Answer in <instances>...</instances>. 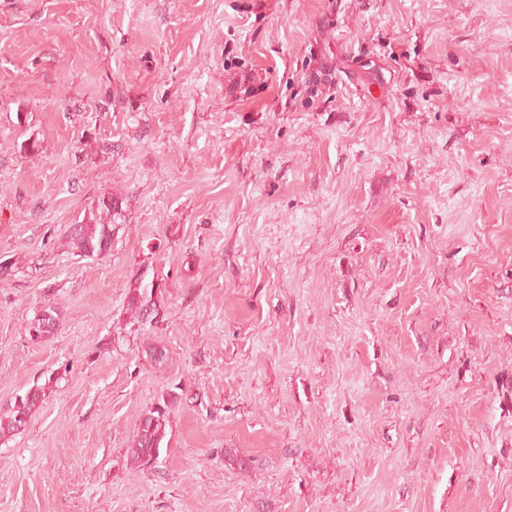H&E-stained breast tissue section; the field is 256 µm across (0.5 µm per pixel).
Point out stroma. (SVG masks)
Instances as JSON below:
<instances>
[{
    "instance_id": "obj_1",
    "label": "stroma",
    "mask_w": 512,
    "mask_h": 512,
    "mask_svg": "<svg viewBox=\"0 0 512 512\" xmlns=\"http://www.w3.org/2000/svg\"><path fill=\"white\" fill-rule=\"evenodd\" d=\"M4 261L0 512H512V0H0ZM121 214L119 197L112 193L99 197L80 224H74L70 237L74 253L83 258L104 256L112 247ZM136 285V288H130L127 298V309L133 325L147 321L151 313L157 314L158 293H161L154 282L138 279ZM59 313L49 303H44L34 309L33 317L25 325V333L31 340L42 341L57 331ZM51 377L44 383H34L25 393L17 395L14 404L0 415V440L11 438L25 429L32 415L46 399ZM178 396L167 393L157 399L140 419L129 448L125 451V462L130 467H146L156 462L164 451L171 416Z\"/></svg>"
}]
</instances>
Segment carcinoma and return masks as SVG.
I'll list each match as a JSON object with an SVG mask.
<instances>
[{
  "instance_id": "obj_1",
  "label": "carcinoma",
  "mask_w": 512,
  "mask_h": 512,
  "mask_svg": "<svg viewBox=\"0 0 512 512\" xmlns=\"http://www.w3.org/2000/svg\"><path fill=\"white\" fill-rule=\"evenodd\" d=\"M122 209L119 197L112 194L99 197L83 220L74 225L70 243L78 256L93 258L105 255L112 247ZM158 293L154 282H136L129 290L127 309L130 321L142 323L147 316L157 312ZM59 313L45 303L34 309L33 317L25 325V333L32 340L42 341L53 335L58 328ZM52 379L34 383L25 393L16 396L14 404L0 415V440L11 438L25 429L32 415L46 399ZM178 396L168 393L157 399L140 419L129 448L125 451V462L130 467H146L156 462L164 451L171 416Z\"/></svg>"
}]
</instances>
